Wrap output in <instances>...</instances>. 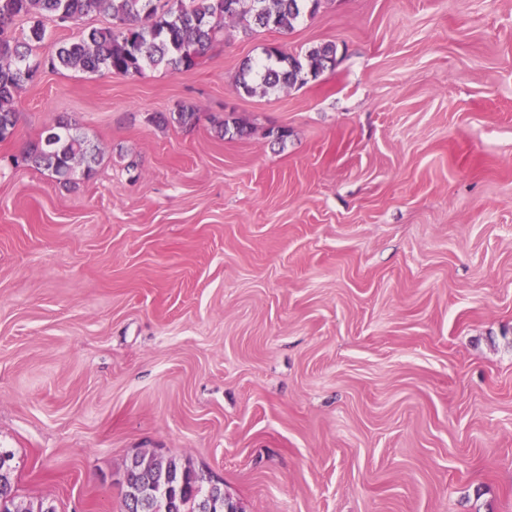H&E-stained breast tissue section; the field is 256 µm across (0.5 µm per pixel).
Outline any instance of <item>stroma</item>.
Segmentation results:
<instances>
[{
    "label": "stroma",
    "mask_w": 512,
    "mask_h": 512,
    "mask_svg": "<svg viewBox=\"0 0 512 512\" xmlns=\"http://www.w3.org/2000/svg\"><path fill=\"white\" fill-rule=\"evenodd\" d=\"M328 41L316 80L236 90L266 46ZM179 104L194 129L151 122ZM17 110L19 507L121 512L127 463L156 451L244 512H512V0H323L285 34L226 22L188 71H44ZM62 116L100 150L92 178L12 161Z\"/></svg>",
    "instance_id": "stroma-1"
}]
</instances>
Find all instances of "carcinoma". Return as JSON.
<instances>
[{
    "label": "carcinoma",
    "instance_id": "1",
    "mask_svg": "<svg viewBox=\"0 0 512 512\" xmlns=\"http://www.w3.org/2000/svg\"><path fill=\"white\" fill-rule=\"evenodd\" d=\"M321 0H0V142L12 137L17 125L16 99L23 86L34 82L44 69H79L95 74L134 76L148 65L171 64L185 71L195 68L226 20L244 28L288 32L303 10L314 14ZM111 18L106 27L85 29L55 51L36 53L47 25L78 21L90 14ZM24 18L28 30L11 31L14 20ZM266 61L243 63L236 88L246 94L263 93L307 83L334 66L336 43L310 49L307 65L278 46L265 51ZM150 120L191 128L199 112L180 105L173 112ZM99 149L60 117L36 142L15 157L50 176L66 177L76 169L90 176ZM11 455L0 452V512H55L53 506L19 509L15 503ZM122 512H224L229 495L224 484L197 470L190 461L163 456L146 466L139 456L126 465Z\"/></svg>",
    "mask_w": 512,
    "mask_h": 512
}]
</instances>
